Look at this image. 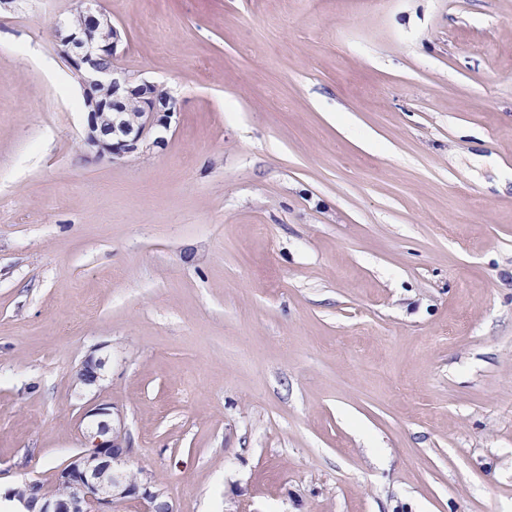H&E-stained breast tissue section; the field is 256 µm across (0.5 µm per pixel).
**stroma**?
<instances>
[{
  "label": "stroma",
  "instance_id": "35a3bbf8",
  "mask_svg": "<svg viewBox=\"0 0 512 512\" xmlns=\"http://www.w3.org/2000/svg\"><path fill=\"white\" fill-rule=\"evenodd\" d=\"M99 5L176 105L112 161L0 7V488L107 403L170 512H512V0Z\"/></svg>",
  "mask_w": 512,
  "mask_h": 512
}]
</instances>
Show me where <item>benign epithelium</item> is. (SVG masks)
Listing matches in <instances>:
<instances>
[{"instance_id":"1","label":"benign epithelium","mask_w":512,"mask_h":512,"mask_svg":"<svg viewBox=\"0 0 512 512\" xmlns=\"http://www.w3.org/2000/svg\"><path fill=\"white\" fill-rule=\"evenodd\" d=\"M76 9L83 15L84 25L60 40V52L79 76L84 95H89L94 88L106 82L115 90L123 88L136 93L143 102L144 111L131 120L107 118L98 110L88 113L84 132L86 146L95 150L100 159L124 157L149 146L146 133L155 124L163 123V114L175 112L174 102L153 84L144 82L129 87L131 76L122 70L98 68V56L116 53L119 32L115 28L110 35L105 32L111 28V22L103 11L93 7V0H77ZM102 366V361L87 358L78 369L82 382L96 383ZM90 415L97 418L91 449L71 459L57 477V483L69 487L67 497L56 498L44 490L41 483L35 482V499L18 497L11 489L0 498L18 502L24 512H33L37 503L40 504L38 512H109L110 505L128 499L143 502L147 512H156V502L161 493L152 489L151 482L144 478L127 483L123 479L128 450L121 428L113 424L111 406L100 404L90 410Z\"/></svg>"}]
</instances>
